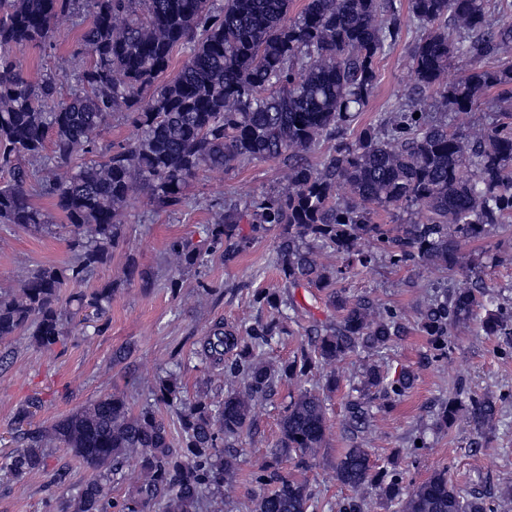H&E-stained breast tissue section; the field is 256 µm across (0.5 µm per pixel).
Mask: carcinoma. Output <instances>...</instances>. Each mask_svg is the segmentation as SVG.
Masks as SVG:
<instances>
[{
    "instance_id": "carcinoma-1",
    "label": "carcinoma",
    "mask_w": 512,
    "mask_h": 512,
    "mask_svg": "<svg viewBox=\"0 0 512 512\" xmlns=\"http://www.w3.org/2000/svg\"><path fill=\"white\" fill-rule=\"evenodd\" d=\"M291 0H0V224L37 226L44 214L30 188L51 198L67 220L74 260L66 267L33 269L17 288L0 294V341L26 335L51 348L67 337L63 289L83 285L104 264L121 237L122 216L138 194L156 212L187 205L186 182L208 169L230 170L252 160H279L285 179L242 203L218 202L214 222L202 233V250L172 242L167 263L179 271L200 267L219 252L231 261L275 227L283 228L275 263L288 289L257 288L251 322H214L192 355L224 377V395L185 399L177 373L146 385L134 412L124 395L107 393L24 437L7 457L9 475L22 480L47 465V447L64 449L90 475L78 486L71 512H202L205 494L216 495L238 470L236 447L254 427L256 407L293 383L280 420L275 456L295 467H314L326 447L325 392L338 389L331 370L359 351L381 354L410 332L397 311L344 283L357 269L383 256L394 266L426 263L446 269L461 245L486 239L512 222V0H408L407 23L421 31L409 48L413 86L391 105L394 116L367 125L352 141L377 83V60L395 44L401 19L394 0H305L289 16ZM81 10L90 18L75 55L91 57L82 89L58 100L61 78L25 76L14 50L53 41L59 17ZM186 59L163 83L174 52ZM469 67L453 82L448 66ZM501 90L497 118L486 126L448 127L426 103L455 116L479 109ZM123 112L136 136L101 147L105 117ZM419 117H414L415 113ZM325 141L334 147L317 164L308 156ZM51 153H46V150ZM28 158L45 175L21 165ZM344 186L347 196L336 197ZM416 218L392 228L379 212ZM250 225L244 233L242 223ZM342 264L323 262L325 254ZM316 288L336 322L312 324L293 358L275 361L265 350L290 335L304 304L296 293ZM479 275L469 286L441 293L417 308V329L436 361L450 345V329L479 322V329L512 353V304H492ZM114 288L79 291L81 308L103 312ZM324 385L314 382L320 371ZM404 370L392 380L380 365L362 372L359 395L348 396L344 422L354 436L366 432L373 408H382L414 385ZM176 416L178 436L160 415ZM499 410L494 397L457 391L434 411L437 423L464 420L469 447L483 444ZM142 483L122 499L109 496L129 465ZM334 476L355 492L374 490L399 512H512V482L497 495L461 493L437 469L420 483L396 467L377 470L358 442L336 458ZM259 492L251 512H324L305 478L276 463L253 474Z\"/></svg>"
}]
</instances>
